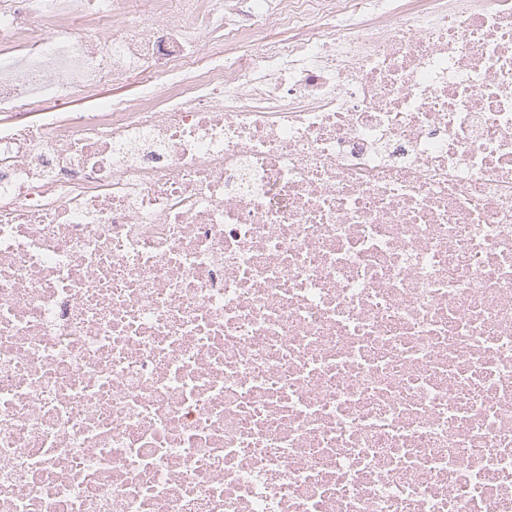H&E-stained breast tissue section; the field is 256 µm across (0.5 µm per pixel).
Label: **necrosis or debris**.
<instances>
[{"mask_svg":"<svg viewBox=\"0 0 512 512\" xmlns=\"http://www.w3.org/2000/svg\"><path fill=\"white\" fill-rule=\"evenodd\" d=\"M249 2L0 0L1 111L150 72L0 124V512H512V0ZM148 81V74L142 70L129 73L123 80L105 81L98 85L93 98L83 95H73L64 106L49 101L46 107L54 112H91L98 102L123 99L130 103L136 102L141 96Z\"/></svg>","mask_w":512,"mask_h":512,"instance_id":"4bbe7bcc","label":"necrosis or debris"}]
</instances>
